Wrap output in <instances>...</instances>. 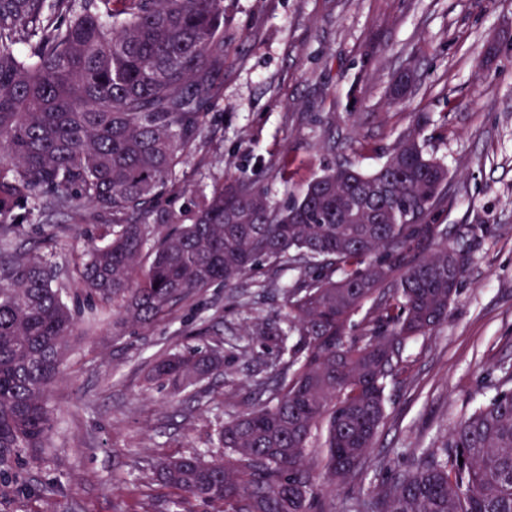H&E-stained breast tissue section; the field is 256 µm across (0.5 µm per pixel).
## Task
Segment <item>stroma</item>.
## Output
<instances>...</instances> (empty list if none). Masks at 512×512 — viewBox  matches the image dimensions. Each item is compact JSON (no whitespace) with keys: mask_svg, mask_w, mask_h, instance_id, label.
I'll return each instance as SVG.
<instances>
[{"mask_svg":"<svg viewBox=\"0 0 512 512\" xmlns=\"http://www.w3.org/2000/svg\"><path fill=\"white\" fill-rule=\"evenodd\" d=\"M224 27L232 39L222 97L177 174L185 192L162 203L167 217L187 220L197 197L231 177L259 181L283 204L328 164L373 171L413 112L429 114L422 138L448 169V197L427 221L450 228L466 272L447 324L407 345L365 474L322 483L332 512H346L349 497H372L418 449L443 441L512 367V0H231ZM408 66L415 81L393 104L389 88ZM53 224L70 227L55 243ZM464 224L484 232L458 240L452 230ZM84 232L70 215L36 216L27 243L54 250L63 268ZM279 277L264 266L147 328L114 326L109 309L95 326L78 321L50 394L47 448L0 455V512H133L146 494L170 500L152 481L157 460L219 455L217 429L273 373L280 338L253 330L286 323L283 297L268 286ZM194 344L223 350V373L176 398L148 383L157 356Z\"/></svg>","mask_w":512,"mask_h":512,"instance_id":"35a3bbf8","label":"stroma"}]
</instances>
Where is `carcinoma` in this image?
Masks as SVG:
<instances>
[{"label":"carcinoma","mask_w":512,"mask_h":512,"mask_svg":"<svg viewBox=\"0 0 512 512\" xmlns=\"http://www.w3.org/2000/svg\"><path fill=\"white\" fill-rule=\"evenodd\" d=\"M225 11L226 0H0V454L46 447L47 394L77 317L112 305L119 324L150 326L191 295L278 266L298 276L281 285L287 328L276 378L260 383L268 398L217 430L224 456L161 459L154 480L177 508L330 512L320 480L362 476L406 345L448 321L464 277L461 251L423 253L442 235L424 220L446 199L448 169L420 141L427 113L414 112L373 173L335 163L285 205L234 177L189 222L148 224L182 190L177 172L220 100ZM86 207L102 244L65 268L26 247L30 216L82 221ZM61 278L82 305L64 301ZM223 369V352L188 345L156 358L148 380L179 395ZM350 512H512V388L485 395Z\"/></svg>","instance_id":"carcinoma-1"}]
</instances>
